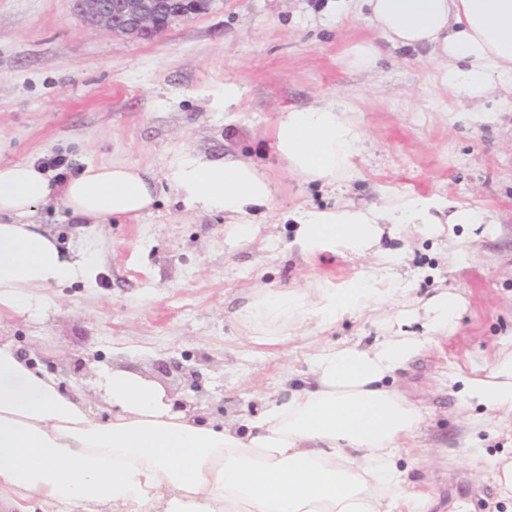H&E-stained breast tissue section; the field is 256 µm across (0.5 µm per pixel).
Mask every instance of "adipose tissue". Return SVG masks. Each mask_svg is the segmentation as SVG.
<instances>
[{
  "instance_id": "obj_1",
  "label": "adipose tissue",
  "mask_w": 512,
  "mask_h": 512,
  "mask_svg": "<svg viewBox=\"0 0 512 512\" xmlns=\"http://www.w3.org/2000/svg\"><path fill=\"white\" fill-rule=\"evenodd\" d=\"M391 47L429 49L433 81L475 104L512 91V0H363ZM362 134L344 109L325 101L288 110L271 148L294 174L327 184L349 174ZM165 179L182 201L234 220L253 239L251 208L269 206L273 187L244 160L174 156ZM58 201L87 224L134 218L156 202L152 176L121 161L87 166L58 184L36 162L0 164V315L42 308L43 289L92 285V251H64L33 220ZM434 224L428 200L410 197L382 211L344 207L303 211L294 244L311 258L339 249L396 264L378 250L380 220ZM384 278L319 277L304 287L251 289L235 316L253 343L284 344L309 325L381 310ZM460 301L444 291L399 318L423 312L420 338L397 332L375 344L321 347L288 399L272 402L245 429L175 408L156 382L120 369L93 368L88 391L66 392L54 373L0 335V512H427L408 483L401 451L414 442L421 407L394 385L396 375L447 332ZM468 399L512 429V356L466 379Z\"/></svg>"
}]
</instances>
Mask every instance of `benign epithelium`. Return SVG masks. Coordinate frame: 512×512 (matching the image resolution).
I'll return each instance as SVG.
<instances>
[{"instance_id":"1","label":"benign epithelium","mask_w":512,"mask_h":512,"mask_svg":"<svg viewBox=\"0 0 512 512\" xmlns=\"http://www.w3.org/2000/svg\"><path fill=\"white\" fill-rule=\"evenodd\" d=\"M86 23L133 38L151 40L176 20L202 14L210 0H73Z\"/></svg>"}]
</instances>
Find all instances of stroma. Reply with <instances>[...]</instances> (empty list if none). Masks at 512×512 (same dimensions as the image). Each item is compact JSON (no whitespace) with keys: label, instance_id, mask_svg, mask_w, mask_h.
<instances>
[{"label":"stroma","instance_id":"obj_1","mask_svg":"<svg viewBox=\"0 0 512 512\" xmlns=\"http://www.w3.org/2000/svg\"><path fill=\"white\" fill-rule=\"evenodd\" d=\"M362 0H212L151 41L84 23L71 0H0V163L34 161L54 181L121 160L149 169L156 203L134 220L80 223L59 203L34 216L62 249L98 259L93 286L49 288L39 320L0 317L58 374L65 389L87 388L89 365L122 368L160 384L197 416L237 424L294 388L322 345L368 346L386 335L376 313L347 316L279 347L248 342L234 318L250 288L304 286L314 273L343 281L374 272L373 257L344 252L306 259L289 244L297 211L349 203L368 210L405 196L481 212L450 230L385 225L379 249L404 297L459 295L458 316L436 344L398 376L425 421L400 464L430 500L429 512H512L487 482L490 465L512 456V431L472 429L483 410L465 405L456 376L484 375L512 353V94L496 104H452L430 81L427 50L388 46ZM379 49L375 63H351L353 46ZM240 99L225 104L224 88ZM336 100L363 133L350 178L328 185L289 172L269 146L288 109ZM183 152L251 161L274 188L258 210L259 231L238 241L224 214L187 208L166 182ZM476 243L477 261L451 259L450 240Z\"/></svg>","mask_w":512,"mask_h":512}]
</instances>
